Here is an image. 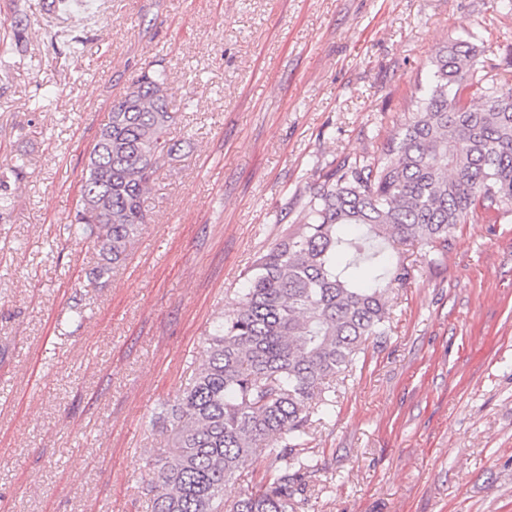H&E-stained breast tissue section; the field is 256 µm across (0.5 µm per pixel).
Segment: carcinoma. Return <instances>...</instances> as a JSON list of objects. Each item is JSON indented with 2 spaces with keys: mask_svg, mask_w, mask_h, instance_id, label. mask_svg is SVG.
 Wrapping results in <instances>:
<instances>
[{
  "mask_svg": "<svg viewBox=\"0 0 512 512\" xmlns=\"http://www.w3.org/2000/svg\"><path fill=\"white\" fill-rule=\"evenodd\" d=\"M484 52L448 40L381 155L323 171L302 221L253 261L238 306L213 325L205 360L167 414L147 512H294L316 472L313 418L329 411L333 381L362 346L387 335L386 293L408 279L404 261L386 252L445 250L477 211L512 212V86L479 61ZM177 120L160 70L142 71L112 106L68 225L100 257L90 280L110 276L134 250L148 223L144 201L178 151ZM349 225L361 234L344 235ZM255 455L269 458L261 478L224 503V483Z\"/></svg>",
  "mask_w": 512,
  "mask_h": 512,
  "instance_id": "obj_1",
  "label": "carcinoma"
}]
</instances>
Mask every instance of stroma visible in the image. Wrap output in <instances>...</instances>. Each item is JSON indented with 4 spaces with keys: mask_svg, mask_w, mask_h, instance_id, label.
<instances>
[{
    "mask_svg": "<svg viewBox=\"0 0 512 512\" xmlns=\"http://www.w3.org/2000/svg\"><path fill=\"white\" fill-rule=\"evenodd\" d=\"M36 2L0 0V512H146L158 415L252 261L302 218L308 182L380 154L448 39L484 40L512 84V0ZM147 66L166 73L180 149L132 255L92 284L69 215ZM402 256L388 335L310 431L318 470L296 512H512V215L474 214L447 250Z\"/></svg>",
    "mask_w": 512,
    "mask_h": 512,
    "instance_id": "1",
    "label": "stroma"
}]
</instances>
